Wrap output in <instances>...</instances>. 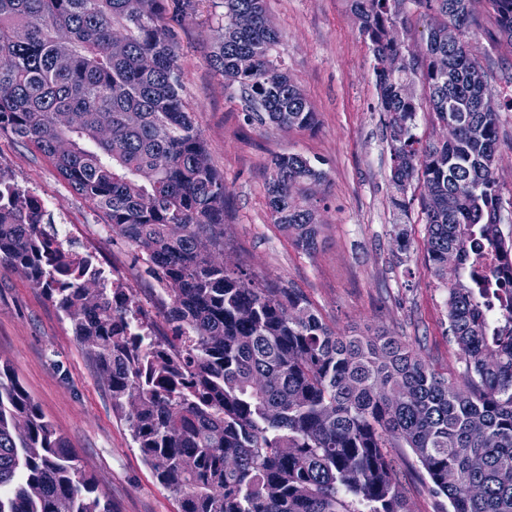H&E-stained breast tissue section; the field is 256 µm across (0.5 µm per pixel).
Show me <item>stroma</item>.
Returning a JSON list of instances; mask_svg holds the SVG:
<instances>
[{"label":"stroma","mask_w":512,"mask_h":512,"mask_svg":"<svg viewBox=\"0 0 512 512\" xmlns=\"http://www.w3.org/2000/svg\"><path fill=\"white\" fill-rule=\"evenodd\" d=\"M282 33L274 55L289 70L317 114L311 130H281L245 121L238 95L209 64L216 0H199L174 27L181 44L184 97L196 114L212 163L223 173L224 254L262 287L298 288L322 319L342 335L378 331L402 337L434 372L458 376L463 365L448 334V289L425 262L426 229L417 201L405 223L411 242L399 251L389 201L391 153L385 116L377 109L373 56L359 34L351 0H267ZM474 53L487 72L490 94L512 96V45L479 38ZM501 228L512 233V112L500 115ZM299 153L328 174V206L320 211L322 244L297 250L272 224L265 173L273 155ZM0 162L23 183L52 196L74 221L75 242L96 238L95 257L108 265L135 263L137 252L114 235L106 218L76 194L35 149L0 136ZM7 363L56 431L92 474L115 512H178L132 440L128 422L112 407L95 363L72 325L41 288L0 264V363ZM409 512H448L418 472L410 449L389 451Z\"/></svg>","instance_id":"obj_1"}]
</instances>
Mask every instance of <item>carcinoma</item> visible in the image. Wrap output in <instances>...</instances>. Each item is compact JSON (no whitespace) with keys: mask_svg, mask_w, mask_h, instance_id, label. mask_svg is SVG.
Listing matches in <instances>:
<instances>
[{"mask_svg":"<svg viewBox=\"0 0 512 512\" xmlns=\"http://www.w3.org/2000/svg\"><path fill=\"white\" fill-rule=\"evenodd\" d=\"M197 0H0V135L47 157L112 232L146 257L165 288L172 340L142 349L112 289L76 277L50 249L43 216L11 206L0 185V263L22 271L70 320L134 443L179 512H407L388 448H409L450 512H512V287L490 292L487 251L512 254L495 176L500 113L472 40L479 0H412L438 21L422 56L397 71L392 0H352L371 46L392 166L390 203L404 214L424 180L425 259L448 283V333L464 371L448 379L383 332L343 336L298 288H257L224 267V174L184 104L178 33L169 12ZM512 46V0H487ZM211 63L231 81L248 122L310 129L316 112L272 55L281 34L266 0H220ZM252 25L237 26L240 15ZM465 47L448 45V25ZM251 67L240 68V59ZM420 81L450 143L416 133ZM327 174L301 154L272 157V222L304 253L320 244L310 194ZM454 266L448 267V257ZM456 481L448 482V472ZM0 512H114L75 452L0 364Z\"/></svg>","mask_w":512,"mask_h":512,"instance_id":"1","label":"carcinoma"}]
</instances>
